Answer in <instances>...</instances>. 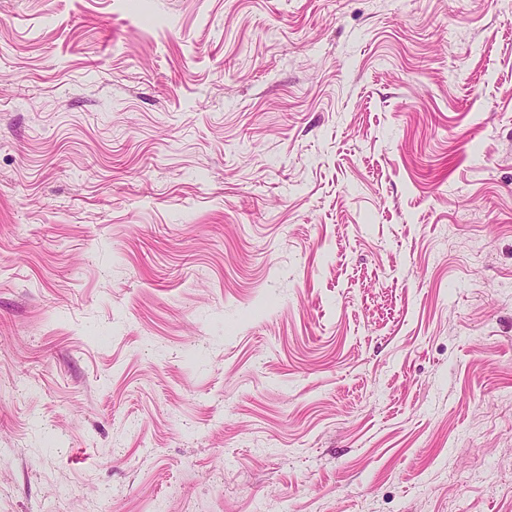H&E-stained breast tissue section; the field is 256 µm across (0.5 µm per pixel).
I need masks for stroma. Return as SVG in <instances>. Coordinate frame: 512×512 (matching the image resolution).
<instances>
[{"mask_svg":"<svg viewBox=\"0 0 512 512\" xmlns=\"http://www.w3.org/2000/svg\"><path fill=\"white\" fill-rule=\"evenodd\" d=\"M512 512V0H0V512Z\"/></svg>","mask_w":512,"mask_h":512,"instance_id":"35a3bbf8","label":"stroma"}]
</instances>
